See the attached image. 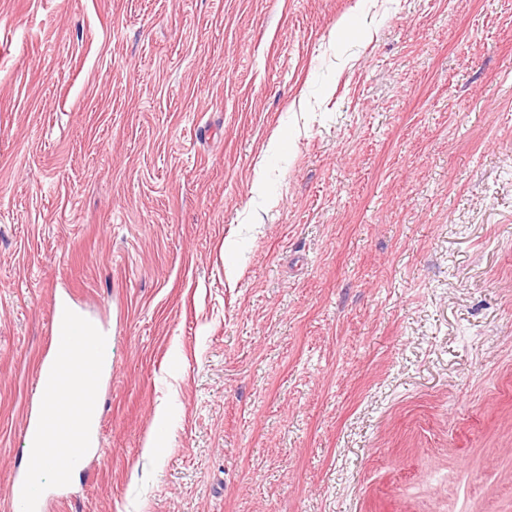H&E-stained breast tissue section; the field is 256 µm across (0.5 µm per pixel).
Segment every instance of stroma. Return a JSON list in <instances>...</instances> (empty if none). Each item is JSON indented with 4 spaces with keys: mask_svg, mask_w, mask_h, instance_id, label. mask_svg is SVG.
Returning a JSON list of instances; mask_svg holds the SVG:
<instances>
[{
    "mask_svg": "<svg viewBox=\"0 0 512 512\" xmlns=\"http://www.w3.org/2000/svg\"><path fill=\"white\" fill-rule=\"evenodd\" d=\"M62 291L51 512H512V0H0V493ZM90 329L101 334L100 328L88 320L68 300L62 298L55 306L51 321L50 346L54 354L49 360H42L36 372V388L41 401L35 409L27 411L24 425L23 466L14 467V478L6 488L5 497L9 510L14 512H48L54 500L67 498L64 492L70 486V473L85 470L88 467L90 449L95 446L101 428V385L96 375V368L86 362V370L77 372L84 385L79 392L65 393L62 388L68 384L67 367L78 362L82 349L83 336ZM46 361V362H45ZM52 378L60 402L49 409L44 400L48 391L47 381ZM69 395V397H68ZM69 404L88 406L91 413H75ZM52 422L65 432L68 439L67 448H82L71 452L65 461L56 468L52 490L49 494L44 488L43 474L48 468L49 459L39 448L50 435Z\"/></svg>",
    "mask_w": 512,
    "mask_h": 512,
    "instance_id": "35a3bbf8",
    "label": "stroma"
}]
</instances>
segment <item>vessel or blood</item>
Segmentation results:
<instances>
[{"label":"vessel or blood","mask_w":512,"mask_h":512,"mask_svg":"<svg viewBox=\"0 0 512 512\" xmlns=\"http://www.w3.org/2000/svg\"><path fill=\"white\" fill-rule=\"evenodd\" d=\"M88 320L68 300L55 306L51 321L50 344L53 356L40 362L36 372V388L46 394L49 386L60 390L56 407L38 402L28 410L24 425L23 465L15 467L14 478L5 493L11 512H49L55 495L64 494L70 486L73 471L86 469L90 449L95 446L101 428V385L94 367H87L81 376V391L64 393L68 383L67 367L78 361L83 337L93 329ZM64 432L71 449L57 467L52 486H45L42 477L49 460L41 451L43 441L52 429Z\"/></svg>","instance_id":"obj_1"}]
</instances>
